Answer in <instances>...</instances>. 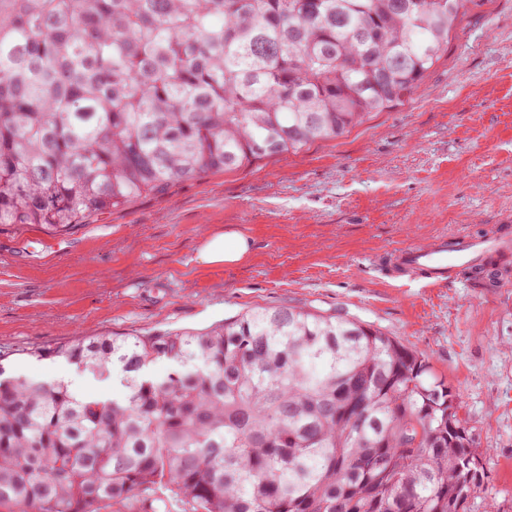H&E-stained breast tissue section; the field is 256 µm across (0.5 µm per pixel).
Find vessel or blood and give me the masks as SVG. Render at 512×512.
I'll use <instances>...</instances> for the list:
<instances>
[{
	"label": "vessel or blood",
	"mask_w": 512,
	"mask_h": 512,
	"mask_svg": "<svg viewBox=\"0 0 512 512\" xmlns=\"http://www.w3.org/2000/svg\"><path fill=\"white\" fill-rule=\"evenodd\" d=\"M499 246L496 240L452 236L440 238L427 246L397 248L393 255L396 269L423 275L429 285L436 286L452 280L460 270L472 266L479 254Z\"/></svg>",
	"instance_id": "1"
}]
</instances>
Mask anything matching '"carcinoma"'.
<instances>
[{"mask_svg": "<svg viewBox=\"0 0 512 512\" xmlns=\"http://www.w3.org/2000/svg\"><path fill=\"white\" fill-rule=\"evenodd\" d=\"M397 2L0 0V227L68 231L343 136L417 88L472 0ZM27 355L125 392L12 375L0 351L13 512H470L488 478L424 354L342 316L263 308Z\"/></svg>", "mask_w": 512, "mask_h": 512, "instance_id": "cac0c4a2", "label": "carcinoma"}]
</instances>
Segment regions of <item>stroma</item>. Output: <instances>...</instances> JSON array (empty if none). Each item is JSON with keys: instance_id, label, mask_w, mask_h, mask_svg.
<instances>
[{"instance_id": "1", "label": "stroma", "mask_w": 512, "mask_h": 512, "mask_svg": "<svg viewBox=\"0 0 512 512\" xmlns=\"http://www.w3.org/2000/svg\"><path fill=\"white\" fill-rule=\"evenodd\" d=\"M253 240L235 267L195 259L209 232ZM512 242V0H472L402 103L303 151L175 185L61 235L0 229V349L13 374L121 396L32 349L78 336L200 332L258 308L341 315L425 354L455 393L487 487L512 512V286L390 275L392 249L441 235Z\"/></svg>"}]
</instances>
